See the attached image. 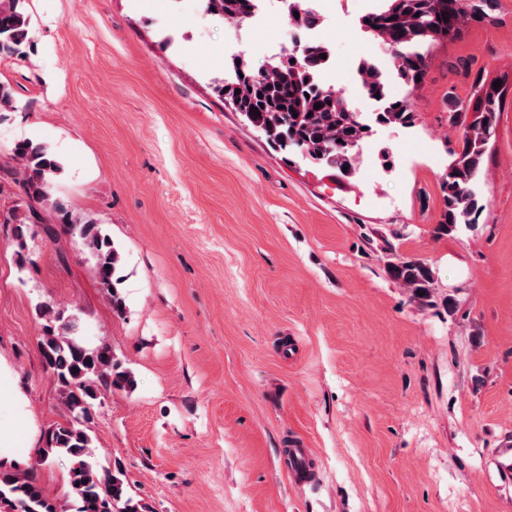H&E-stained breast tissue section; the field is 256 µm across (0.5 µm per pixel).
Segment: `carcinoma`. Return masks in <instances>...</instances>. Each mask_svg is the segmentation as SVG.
I'll use <instances>...</instances> for the list:
<instances>
[{"mask_svg":"<svg viewBox=\"0 0 512 512\" xmlns=\"http://www.w3.org/2000/svg\"><path fill=\"white\" fill-rule=\"evenodd\" d=\"M28 0H0V57H24L30 47ZM258 0H206L209 15L239 24L248 21ZM381 5L367 13L363 27L379 43L395 42L402 54L393 57L392 79L410 92L420 87L417 78L426 68L430 48L444 41L438 28L457 16L455 0H380ZM497 0H472L470 12L461 16L463 24L483 22L491 17ZM325 47L307 46L290 54L294 62L277 59L256 70L247 61L232 66L224 98L245 114L252 124L271 131L280 147L294 145L316 165L352 178L359 170L360 155L369 130L358 112L342 107L338 91L325 89L317 82L324 64ZM358 76L368 92L379 95L383 109L376 121L384 125L410 126L416 120L409 98L390 95L382 72L372 63H364ZM508 77L501 86L474 83L467 99L456 100L450 122L459 129V150L440 188L444 209L438 230L453 233L459 224H473L481 205L474 185L479 177L488 145L495 140L507 93ZM319 104L321 108L314 109ZM260 115H254V110ZM15 111L12 89L0 82V122ZM21 161L23 182L29 200L38 202L60 215L65 230L78 236L94 259L96 275L106 289L113 310L121 312L124 301L117 290L121 255L102 225L90 215H75L59 199L52 197L51 180L61 170L57 157L42 142L22 141L13 149ZM34 209L17 211L14 219L19 248L25 227L31 224ZM394 279L408 288L413 298L433 304L431 268L421 260L399 261L390 265ZM43 320L39 348L46 373L59 388L66 413L64 421L52 427L46 437L44 455L62 454L72 466L68 483L77 494L76 512H145V506L129 495L121 471L99 473L89 463L92 438L88 433L90 409L101 389H132L136 381L131 371L114 358L111 348L101 344L90 348L78 338L79 320L49 303L37 307ZM0 507L9 512H57V505L45 494L35 478L18 469L0 468Z\"/></svg>","mask_w":512,"mask_h":512,"instance_id":"cac0c4a2","label":"carcinoma"}]
</instances>
